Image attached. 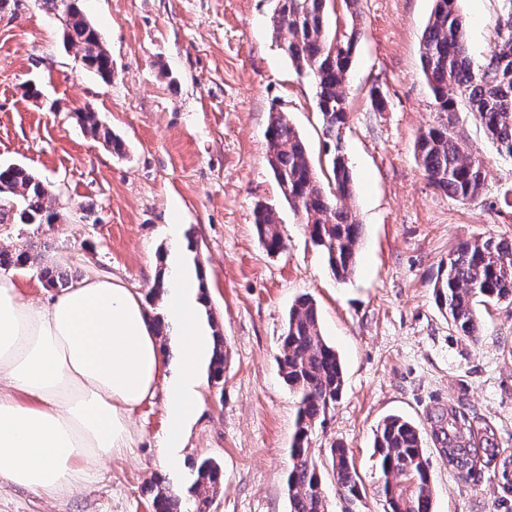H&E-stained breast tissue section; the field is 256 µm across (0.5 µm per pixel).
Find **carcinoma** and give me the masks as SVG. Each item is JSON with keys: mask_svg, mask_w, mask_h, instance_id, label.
Returning a JSON list of instances; mask_svg holds the SVG:
<instances>
[{"mask_svg": "<svg viewBox=\"0 0 512 512\" xmlns=\"http://www.w3.org/2000/svg\"><path fill=\"white\" fill-rule=\"evenodd\" d=\"M45 10L61 18L67 42L76 48L82 68L102 82H112V57L100 34L69 0H41ZM506 19L495 26L497 51L488 59L473 60L466 39L458 0H434V8L420 39V63L441 121L427 128L416 143L424 175L438 190L462 201H473L487 179L485 161L465 150L456 132L457 101L479 120L498 152L512 158V0H503ZM335 0H276L270 18L272 34L292 65L311 75L317 86L316 107L323 134L333 146L328 159L329 189L312 168L297 130L282 112L270 115L266 130L267 161L280 194L316 247L322 251L336 279L345 281L355 271L363 225L340 206L353 190V174L341 147L348 121L343 84L352 66L361 35L356 16L342 31H329L328 8ZM48 184L25 167H0V224H49L59 218L51 206ZM254 224L259 243L270 254L285 248L276 207L258 204ZM39 261L27 247L0 250V269H24ZM40 275L56 290L69 287L73 278L54 265ZM437 307L461 336L478 339V303L512 304V241L493 236L459 242L443 261L433 284ZM215 347L211 377L224 375V338L213 333ZM284 382L298 397V419L290 446L291 465L286 475L288 512H326L324 474L314 459L310 440L316 423L335 410L344 385L339 354L322 335L315 300L300 297L289 309L286 330L277 357ZM431 434L455 470L466 482L477 466L500 472L499 487L512 494V453L499 445L490 425L457 407H440L430 415ZM378 472L376 494L385 512H435L432 462L424 448V433L413 421L388 415L378 424L373 439ZM340 497L357 502L366 495L347 448L332 443L328 450ZM221 467L202 461L181 497L165 487L157 489L155 512H211Z\"/></svg>", "mask_w": 512, "mask_h": 512, "instance_id": "carcinoma-1", "label": "carcinoma"}]
</instances>
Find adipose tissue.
Segmentation results:
<instances>
[{"label":"adipose tissue","instance_id":"ef3b65f1","mask_svg":"<svg viewBox=\"0 0 512 512\" xmlns=\"http://www.w3.org/2000/svg\"><path fill=\"white\" fill-rule=\"evenodd\" d=\"M205 276L184 268L166 282L167 312L181 331L175 366L140 293L122 279L90 275L36 305L0 277V487L49 499L81 488L93 465L131 447L133 413L161 389L180 424L162 457L176 455L213 356L198 321Z\"/></svg>","mask_w":512,"mask_h":512}]
</instances>
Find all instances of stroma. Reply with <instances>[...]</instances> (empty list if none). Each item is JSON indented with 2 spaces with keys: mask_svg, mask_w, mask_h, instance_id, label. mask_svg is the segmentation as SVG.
<instances>
[{
  "mask_svg": "<svg viewBox=\"0 0 512 512\" xmlns=\"http://www.w3.org/2000/svg\"><path fill=\"white\" fill-rule=\"evenodd\" d=\"M112 56L103 83L86 72L40 0L0 10V164L23 165L48 182L60 223L0 225V250L27 246L74 278L121 277L148 295L162 259L197 255L207 273L206 311L229 355L221 381L203 376L200 407L176 459L161 450L171 424L164 394L132 415L135 443L96 466L79 491L55 500L0 489V512H153L154 478L186 493L192 465L216 460L224 473L211 512H288L285 472L296 399L276 356L288 310L311 295L321 331L335 346L345 383L311 446L325 459L345 445L366 487L355 512H384L375 493L373 432L398 414L428 429L431 411L454 405L491 424L512 451V305L480 310V336H459L432 287L442 260L465 239L512 240V158L499 155L480 122L460 110L466 149L488 177L475 201L433 187L415 143L439 114L423 76L420 38L433 0H360L361 37L344 83L349 118L343 150L364 237L353 276L339 281L282 201L266 161L271 111L284 112L314 167L328 145L311 76L278 48L273 0H79ZM471 54L497 43L501 0H459ZM386 99L371 107L369 91ZM90 107L125 143L117 156L76 119ZM277 205L285 248L260 245L253 211ZM194 251H187V241ZM435 512H512L492 469L461 483L433 438Z\"/></svg>",
  "mask_w": 512,
  "mask_h": 512,
  "instance_id": "35a3bbf8",
  "label": "stroma"
}]
</instances>
